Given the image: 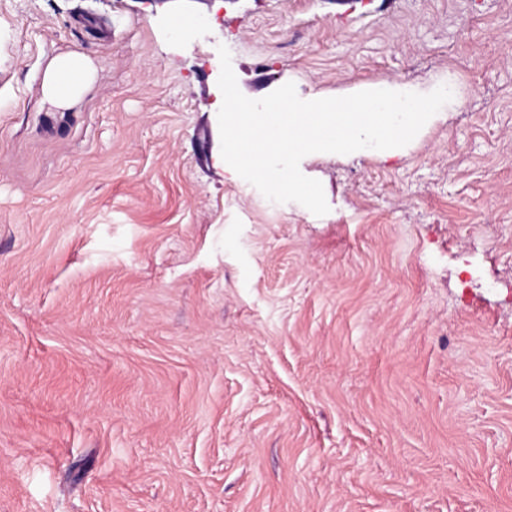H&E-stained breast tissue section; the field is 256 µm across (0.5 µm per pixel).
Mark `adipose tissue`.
<instances>
[{
    "mask_svg": "<svg viewBox=\"0 0 512 512\" xmlns=\"http://www.w3.org/2000/svg\"><path fill=\"white\" fill-rule=\"evenodd\" d=\"M96 77L97 69L89 55L79 51L56 55L43 72V98L57 110H68L92 89Z\"/></svg>",
    "mask_w": 512,
    "mask_h": 512,
    "instance_id": "ef3b65f1",
    "label": "adipose tissue"
}]
</instances>
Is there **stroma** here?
Instances as JSON below:
<instances>
[{"label":"stroma","instance_id":"1","mask_svg":"<svg viewBox=\"0 0 512 512\" xmlns=\"http://www.w3.org/2000/svg\"><path fill=\"white\" fill-rule=\"evenodd\" d=\"M221 44L456 98L318 217L217 164ZM0 512H512V0H0ZM96 77L97 69L89 55L79 51L56 55L43 72V98L56 110H69L92 89Z\"/></svg>","mask_w":512,"mask_h":512}]
</instances>
